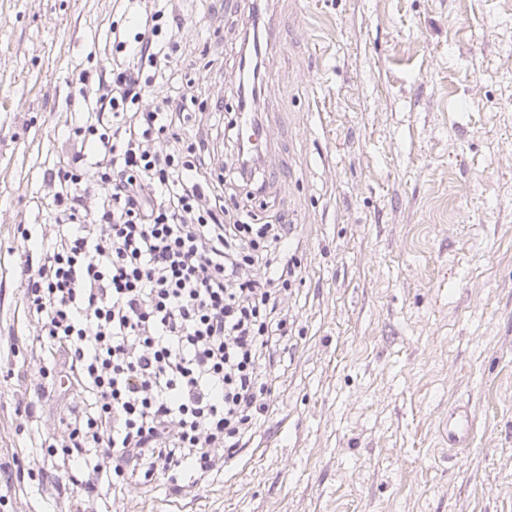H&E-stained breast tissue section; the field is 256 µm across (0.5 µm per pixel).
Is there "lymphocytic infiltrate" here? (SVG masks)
Listing matches in <instances>:
<instances>
[{
    "mask_svg": "<svg viewBox=\"0 0 512 512\" xmlns=\"http://www.w3.org/2000/svg\"><path fill=\"white\" fill-rule=\"evenodd\" d=\"M115 2L108 55L77 74L95 89L87 116L45 165L51 218L21 228L35 246L13 265L19 339L56 368L24 372V415L62 401L57 425L34 430L74 512L158 481L179 497L223 471L270 408L299 276L285 218L228 209L209 140L186 134L197 98L175 77V0ZM263 63L255 33L238 62L246 103Z\"/></svg>",
    "mask_w": 512,
    "mask_h": 512,
    "instance_id": "f902f5d3",
    "label": "lymphocytic infiltrate"
}]
</instances>
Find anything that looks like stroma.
<instances>
[{
    "label": "stroma",
    "mask_w": 512,
    "mask_h": 512,
    "mask_svg": "<svg viewBox=\"0 0 512 512\" xmlns=\"http://www.w3.org/2000/svg\"><path fill=\"white\" fill-rule=\"evenodd\" d=\"M113 0H0V277L43 224L45 159L86 104L77 65ZM199 87L237 96L261 12L271 133L261 220L287 215L301 273L270 409L215 479L87 512H512V0H180ZM0 360V461L26 477L0 512H69ZM470 404L468 447L448 408Z\"/></svg>",
    "instance_id": "stroma-1"
}]
</instances>
